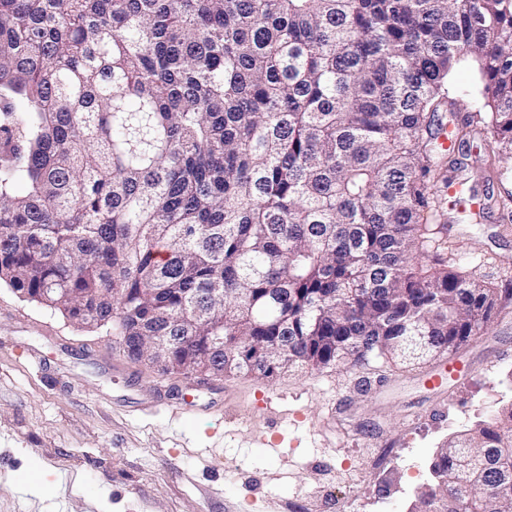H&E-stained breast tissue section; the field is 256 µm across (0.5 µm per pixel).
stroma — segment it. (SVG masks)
Masks as SVG:
<instances>
[{
  "label": "stroma",
  "instance_id": "stroma-1",
  "mask_svg": "<svg viewBox=\"0 0 512 512\" xmlns=\"http://www.w3.org/2000/svg\"><path fill=\"white\" fill-rule=\"evenodd\" d=\"M468 116L473 63L451 77ZM477 132L448 178L484 201L448 238L464 271L512 283V165ZM167 393L153 402L156 389ZM232 409H225V402ZM512 403V303L455 354L222 379L161 374L111 327L0 283V512H409L448 436Z\"/></svg>",
  "mask_w": 512,
  "mask_h": 512
}]
</instances>
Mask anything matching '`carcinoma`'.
<instances>
[{"label":"carcinoma","instance_id":"carcinoma-1","mask_svg":"<svg viewBox=\"0 0 512 512\" xmlns=\"http://www.w3.org/2000/svg\"><path fill=\"white\" fill-rule=\"evenodd\" d=\"M465 60L511 163L512 0H0V282L183 374L449 355L512 299L436 223ZM432 471L415 512H512V405Z\"/></svg>","mask_w":512,"mask_h":512}]
</instances>
